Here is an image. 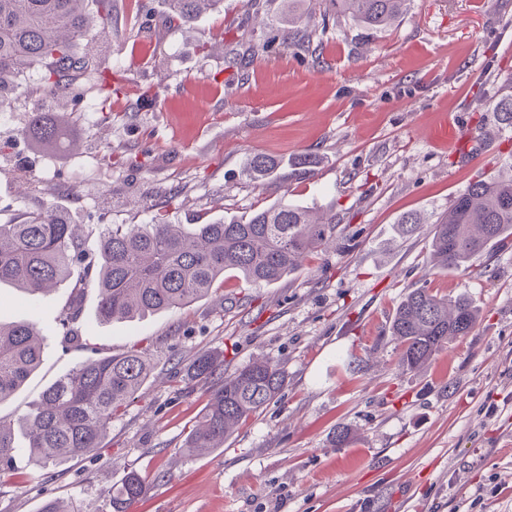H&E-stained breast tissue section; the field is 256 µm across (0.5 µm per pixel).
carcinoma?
<instances>
[{"mask_svg": "<svg viewBox=\"0 0 512 512\" xmlns=\"http://www.w3.org/2000/svg\"><path fill=\"white\" fill-rule=\"evenodd\" d=\"M117 0H0V109L10 103L19 79L40 74L36 92L79 111L82 80L91 75L123 91L99 68L95 48L106 37ZM223 0H165L169 23L189 28ZM371 29L385 28L403 12L406 0H329ZM504 127H512V93L494 104ZM28 134L42 144L63 137L59 117L32 113ZM266 156L247 159L245 171L256 181L273 174ZM336 225L309 219L307 208L280 201L256 210L245 221L209 224H107L95 246L56 205L30 213L18 224H0V284L11 283L32 297L71 281L72 290L97 288L102 322L144 317L187 306L206 296L229 273L254 285H271L295 272L312 250L329 242ZM432 267L464 272L494 244L512 239V162L470 184L455 197L428 232ZM77 305L63 310V339L77 342ZM478 310L426 288L407 292L391 322L397 362L414 369L427 362L451 337L467 336ZM43 355L39 332L29 323L0 321V401L11 396L38 367ZM150 373L140 350L92 359L58 378L42 393L34 412L19 418L35 461L54 465L83 457L105 439L112 418L134 401ZM195 377L208 382V399L185 439L184 450L224 447L240 423L281 392L283 370L254 362L224 378V357L203 354L194 360ZM15 433L0 420V468L12 463ZM147 490L145 478L130 473L112 491L113 512H130Z\"/></svg>", "mask_w": 512, "mask_h": 512, "instance_id": "carcinoma-1", "label": "carcinoma"}]
</instances>
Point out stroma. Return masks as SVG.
I'll return each instance as SVG.
<instances>
[{
    "mask_svg": "<svg viewBox=\"0 0 512 512\" xmlns=\"http://www.w3.org/2000/svg\"><path fill=\"white\" fill-rule=\"evenodd\" d=\"M144 18L121 10L103 67L125 92L71 114L66 147L26 135L31 111L8 107L14 133L0 154V224L54 202L80 224H204L247 219L280 201L336 223V242L282 281L225 278L189 306L135 322H100L88 288L65 344L59 314L70 288L40 298L0 287V321L34 324L38 369L0 419L17 421L60 376L88 360L146 348L153 363L137 399L101 448L42 467L17 438L0 472V512H38L57 499L77 512H113L112 487L138 472L136 512H512V241L467 272L430 263L426 231L399 234L400 215L432 224L472 182L512 160V128L493 104L512 83V0H408L387 29L365 28L310 0L290 23L284 0H224L190 30L166 23L164 0ZM263 20L278 47L251 55ZM319 24L313 41L303 32ZM467 135L478 156L461 162ZM277 163L243 174L248 156ZM308 156L312 167L299 168ZM468 299L474 330L428 362L398 367L389 330L411 289ZM218 351L224 375L278 365L276 399L223 448L194 456L184 441L205 403L194 359ZM349 431L345 445L336 428Z\"/></svg>",
    "mask_w": 512,
    "mask_h": 512,
    "instance_id": "1",
    "label": "stroma"
}]
</instances>
